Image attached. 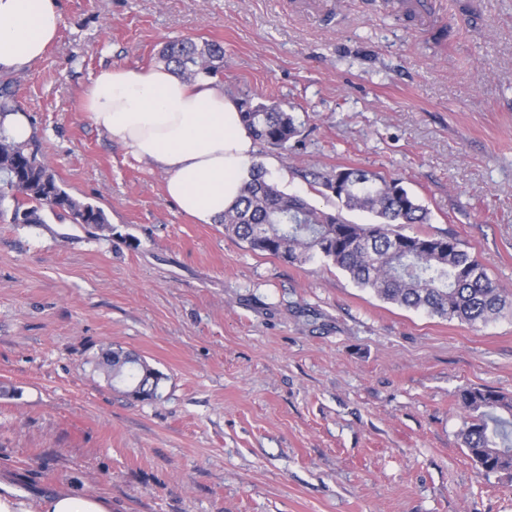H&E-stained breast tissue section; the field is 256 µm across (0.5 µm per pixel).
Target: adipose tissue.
Listing matches in <instances>:
<instances>
[{"label": "adipose tissue", "mask_w": 512, "mask_h": 512, "mask_svg": "<svg viewBox=\"0 0 512 512\" xmlns=\"http://www.w3.org/2000/svg\"><path fill=\"white\" fill-rule=\"evenodd\" d=\"M61 21L56 0H0V71L42 58ZM84 100L96 128L166 173V195L182 212L220 223L256 150L234 99L206 78L189 83L165 68L115 67L92 82ZM0 512H111V505L87 492L35 494L0 479Z\"/></svg>", "instance_id": "ef3b65f1"}]
</instances>
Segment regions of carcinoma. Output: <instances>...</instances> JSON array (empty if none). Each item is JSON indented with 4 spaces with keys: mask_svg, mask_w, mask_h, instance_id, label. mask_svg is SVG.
Returning a JSON list of instances; mask_svg holds the SVG:
<instances>
[{
    "mask_svg": "<svg viewBox=\"0 0 512 512\" xmlns=\"http://www.w3.org/2000/svg\"><path fill=\"white\" fill-rule=\"evenodd\" d=\"M160 58L188 79L209 76L224 67V47L192 39L167 42ZM242 120L254 137L288 149L299 133L296 116L277 104L239 103ZM320 185L338 202L336 211L318 209L286 194L251 165L235 206L224 212V229L250 249L291 264L322 261L346 272L379 298L442 319L485 323L512 309L475 256L452 235L405 234L408 224H427L428 209L399 178L358 167H338L319 175ZM13 201L11 223L43 224L44 207L80 216L88 224H107L105 212L66 192L31 145H17L0 132V203ZM361 211L375 222L353 224L343 211ZM101 365L116 383L137 397L157 396L158 371L138 357L104 358ZM463 443L478 471L512 472V401L488 388L462 390Z\"/></svg>",
    "mask_w": 512,
    "mask_h": 512,
    "instance_id": "cac0c4a2",
    "label": "carcinoma"
}]
</instances>
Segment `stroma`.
Instances as JSON below:
<instances>
[{
    "label": "stroma",
    "mask_w": 512,
    "mask_h": 512,
    "mask_svg": "<svg viewBox=\"0 0 512 512\" xmlns=\"http://www.w3.org/2000/svg\"><path fill=\"white\" fill-rule=\"evenodd\" d=\"M58 0L44 57L8 104L107 227L0 209V475L71 487L112 512H512V474L478 472L457 393L512 399V315L469 325L384 302L334 266L254 251L200 224L167 176L91 122L106 70L217 41L226 95L301 127L258 145L280 190L399 177L512 298V0ZM162 379L139 399L106 349Z\"/></svg>",
    "instance_id": "stroma-1"
}]
</instances>
